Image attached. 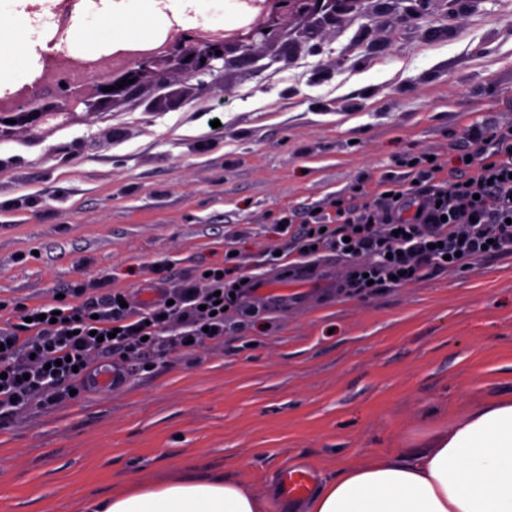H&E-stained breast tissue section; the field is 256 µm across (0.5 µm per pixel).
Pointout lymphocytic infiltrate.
<instances>
[{"label": "lymphocytic infiltrate", "mask_w": 512, "mask_h": 512, "mask_svg": "<svg viewBox=\"0 0 512 512\" xmlns=\"http://www.w3.org/2000/svg\"><path fill=\"white\" fill-rule=\"evenodd\" d=\"M409 173L427 190L387 178L361 204H337L334 221L281 222L287 249L268 251L263 265L280 268L290 258L333 252L351 263L345 287L367 295L512 252V128H477L454 166L419 155ZM240 264V256H225L217 273L198 268L178 287L159 275L164 291L151 302L131 299L105 280L94 292L77 283L37 305L1 299L0 425L31 405L85 393L99 359L116 355L135 371L223 339V308L248 291L237 275Z\"/></svg>", "instance_id": "obj_1"}]
</instances>
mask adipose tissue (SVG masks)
Instances as JSON below:
<instances>
[{
    "label": "adipose tissue",
    "instance_id": "obj_1",
    "mask_svg": "<svg viewBox=\"0 0 512 512\" xmlns=\"http://www.w3.org/2000/svg\"><path fill=\"white\" fill-rule=\"evenodd\" d=\"M78 21L79 47L97 50L105 19L143 39L167 17L151 0H101ZM39 33L21 15L0 23V90L28 82L26 55ZM261 500L238 482L190 477L138 488L88 504V512H260ZM306 512H512V398L475 406L432 448H394L338 466L315 486Z\"/></svg>",
    "mask_w": 512,
    "mask_h": 512
}]
</instances>
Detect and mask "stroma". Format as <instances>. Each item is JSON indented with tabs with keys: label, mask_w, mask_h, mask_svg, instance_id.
Returning a JSON list of instances; mask_svg holds the SVG:
<instances>
[{
	"label": "stroma",
	"mask_w": 512,
	"mask_h": 512,
	"mask_svg": "<svg viewBox=\"0 0 512 512\" xmlns=\"http://www.w3.org/2000/svg\"><path fill=\"white\" fill-rule=\"evenodd\" d=\"M220 121L213 132L212 121ZM512 126V0H338L229 44L223 67L145 82L91 117L0 139V299L93 279L141 295L282 247L288 215L403 179L473 127ZM512 397V253L370 295L225 314L224 338L0 426V512L224 476L282 512L281 460L331 477L428 448Z\"/></svg>",
	"instance_id": "35a3bbf8"
}]
</instances>
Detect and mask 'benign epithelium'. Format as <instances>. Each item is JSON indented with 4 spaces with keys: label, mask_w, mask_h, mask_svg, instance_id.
Masks as SVG:
<instances>
[{
    "label": "benign epithelium",
    "mask_w": 512,
    "mask_h": 512,
    "mask_svg": "<svg viewBox=\"0 0 512 512\" xmlns=\"http://www.w3.org/2000/svg\"><path fill=\"white\" fill-rule=\"evenodd\" d=\"M250 6L259 9L260 20L251 23L243 36L237 32L201 34L196 28L187 29L156 50H126L95 60L93 76L84 81L72 79L71 73L87 66V61L61 51L43 55L42 76L32 86L0 98V137L17 127L63 125L79 108L95 113L102 104L134 92L149 78L165 81L173 71L209 74L224 60L228 42L249 46L270 36L272 24L262 21L263 17L269 15L277 22L322 10L319 0H252ZM129 79L134 83L116 88L117 83ZM109 86L114 90L103 91ZM10 119L15 123H8Z\"/></svg>",
    "instance_id": "benign-epithelium-1"
}]
</instances>
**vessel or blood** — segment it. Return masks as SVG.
I'll return each instance as SVG.
<instances>
[{
	"label": "vessel or blood",
	"instance_id": "vessel-or-blood-1",
	"mask_svg": "<svg viewBox=\"0 0 512 512\" xmlns=\"http://www.w3.org/2000/svg\"><path fill=\"white\" fill-rule=\"evenodd\" d=\"M335 285L336 278L330 265L302 266L287 280L277 275L269 276L256 286L248 301L253 306L264 308L308 304L315 300L317 289H328ZM311 479L307 471L288 469L281 477L282 490L289 498H301L307 494Z\"/></svg>",
	"mask_w": 512,
	"mask_h": 512
}]
</instances>
